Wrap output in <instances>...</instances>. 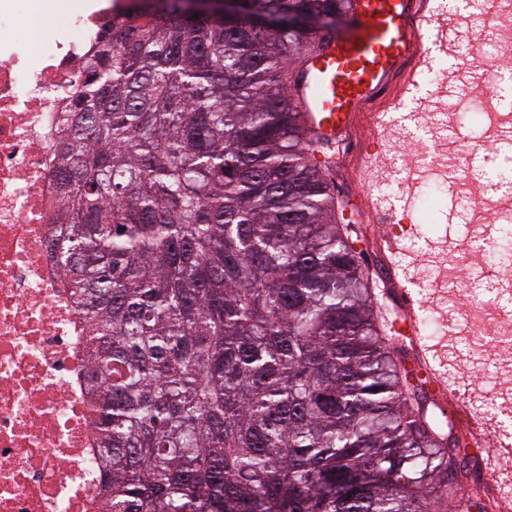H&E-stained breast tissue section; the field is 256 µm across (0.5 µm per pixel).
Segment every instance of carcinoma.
Here are the masks:
<instances>
[{
  "mask_svg": "<svg viewBox=\"0 0 512 512\" xmlns=\"http://www.w3.org/2000/svg\"><path fill=\"white\" fill-rule=\"evenodd\" d=\"M344 0H153L59 118L55 264L89 333L110 512H470L287 95Z\"/></svg>",
  "mask_w": 512,
  "mask_h": 512,
  "instance_id": "obj_1",
  "label": "carcinoma"
}]
</instances>
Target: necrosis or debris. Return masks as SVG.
Here are the masks:
<instances>
[{"mask_svg":"<svg viewBox=\"0 0 512 512\" xmlns=\"http://www.w3.org/2000/svg\"><path fill=\"white\" fill-rule=\"evenodd\" d=\"M0 0V512H105L89 418L88 336L51 257L58 119L84 77L101 14L68 15L64 39L23 30L21 2ZM460 313L493 314L472 340L512 344V312L469 270Z\"/></svg>","mask_w":512,"mask_h":512,"instance_id":"1","label":"necrosis or debris"}]
</instances>
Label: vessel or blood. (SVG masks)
<instances>
[{
	"label": "vessel or blood",
	"instance_id": "b4317fda",
	"mask_svg": "<svg viewBox=\"0 0 512 512\" xmlns=\"http://www.w3.org/2000/svg\"><path fill=\"white\" fill-rule=\"evenodd\" d=\"M349 25L343 33L318 37L314 48L293 71L288 95L298 107V124L307 143L317 151L347 145L359 137L357 151L349 160L358 180H366L387 140L381 113L369 111L400 81L403 89L416 84V70L428 66L430 50L442 37L429 0H348ZM358 213L367 224L396 223V214L378 210L369 199H361ZM373 249L386 266V299L394 317L389 341L405 350L409 373L423 375L435 399H451L452 420L469 443L487 448L485 480L497 485L499 475L492 460L512 457V443H494L496 422L488 413L469 406L461 397L464 381H449L435 345L424 338L422 305L413 279L401 264V239L378 235Z\"/></svg>",
	"mask_w": 512,
	"mask_h": 512
}]
</instances>
